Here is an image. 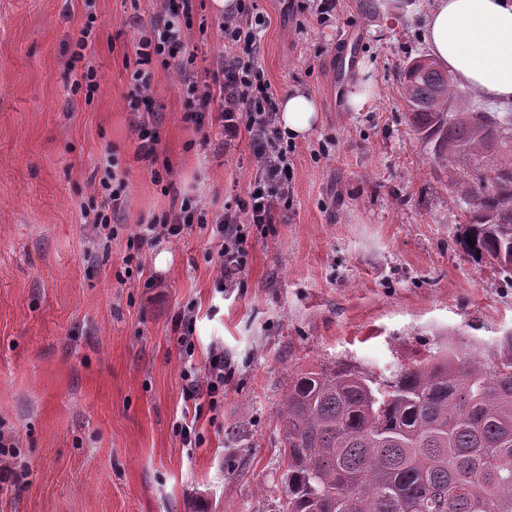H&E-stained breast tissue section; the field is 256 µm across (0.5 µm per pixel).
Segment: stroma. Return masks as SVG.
Segmentation results:
<instances>
[{"mask_svg":"<svg viewBox=\"0 0 512 512\" xmlns=\"http://www.w3.org/2000/svg\"><path fill=\"white\" fill-rule=\"evenodd\" d=\"M210 3L194 0L189 30L201 74L224 54ZM431 4L383 0L370 17L340 0L322 27L290 0H258L266 79L277 95L313 98L321 119L290 154L287 223L252 231L231 286L197 227L124 272L127 234L172 204L151 170H169L210 211L255 177L247 138L228 148L218 127L186 123L176 70L160 63L156 157L140 159L126 61L154 0H0V428L29 468L23 488L0 489V512H283L277 411L295 371L345 364L383 382L445 349L498 357L512 277L458 245L460 173L435 160L396 80L400 63L428 52ZM86 27L99 83L88 97L71 94L66 66ZM345 37L358 110L336 95ZM110 153L128 188L125 233L106 242L92 210ZM215 351L224 395L213 404L187 388L204 383ZM186 418L200 436L192 448Z\"/></svg>","mask_w":512,"mask_h":512,"instance_id":"obj_1","label":"stroma"}]
</instances>
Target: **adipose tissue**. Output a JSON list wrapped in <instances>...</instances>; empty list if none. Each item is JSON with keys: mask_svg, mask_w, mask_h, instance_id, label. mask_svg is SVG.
<instances>
[{"mask_svg": "<svg viewBox=\"0 0 512 512\" xmlns=\"http://www.w3.org/2000/svg\"><path fill=\"white\" fill-rule=\"evenodd\" d=\"M423 39L455 79L479 96L512 102V0H433ZM280 124L302 139L320 121L316 101L298 91L283 96Z\"/></svg>", "mask_w": 512, "mask_h": 512, "instance_id": "obj_1", "label": "adipose tissue"}]
</instances>
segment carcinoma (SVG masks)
<instances>
[{"label": "carcinoma", "instance_id": "carcinoma-1", "mask_svg": "<svg viewBox=\"0 0 512 512\" xmlns=\"http://www.w3.org/2000/svg\"><path fill=\"white\" fill-rule=\"evenodd\" d=\"M414 125L474 187L459 241L512 276V112L465 94L432 58L398 72ZM286 512H512V340L494 361L432 355L381 384L300 369L278 416Z\"/></svg>", "mask_w": 512, "mask_h": 512}]
</instances>
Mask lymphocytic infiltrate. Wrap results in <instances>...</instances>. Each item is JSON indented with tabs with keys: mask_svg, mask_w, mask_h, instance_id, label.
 Segmentation results:
<instances>
[{
	"mask_svg": "<svg viewBox=\"0 0 512 512\" xmlns=\"http://www.w3.org/2000/svg\"><path fill=\"white\" fill-rule=\"evenodd\" d=\"M192 2L161 0L159 13L149 25L141 27L135 42L127 100L129 110L141 115L136 124L139 155L153 160L159 141L155 121L147 116L154 77L152 64L158 60L176 68L185 95L186 122L199 129L218 126L228 147L240 137H248L254 182L234 205L212 214L199 208L193 197L182 196L168 212L133 234L131 247L133 252H139L180 238L193 226H211L218 241L221 278L232 284L245 267L250 227L288 219L292 188L289 142L277 125L276 95L257 63L260 33L267 20L256 0H235L234 11L220 22L224 57L205 83L199 82L193 71L197 55L190 48L188 35ZM118 168V158L107 157L99 180L101 204L95 212L94 226L107 238L117 237L120 226L115 215L127 200V183ZM132 254L125 256V263H132Z\"/></svg>",
	"mask_w": 512,
	"mask_h": 512,
	"instance_id": "lymphocytic-infiltrate-1",
	"label": "lymphocytic infiltrate"
}]
</instances>
